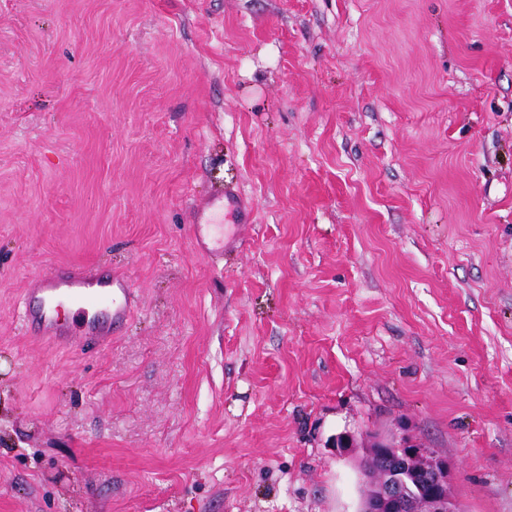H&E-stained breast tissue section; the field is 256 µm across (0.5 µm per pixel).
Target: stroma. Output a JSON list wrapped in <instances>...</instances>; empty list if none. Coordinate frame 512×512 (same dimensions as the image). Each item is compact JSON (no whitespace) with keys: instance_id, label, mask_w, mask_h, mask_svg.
<instances>
[{"instance_id":"stroma-1","label":"stroma","mask_w":512,"mask_h":512,"mask_svg":"<svg viewBox=\"0 0 512 512\" xmlns=\"http://www.w3.org/2000/svg\"><path fill=\"white\" fill-rule=\"evenodd\" d=\"M378 429L512 512V0H0V512H357ZM67 293L85 311V307L100 304L112 308V320H123L128 315L135 297V290L129 278L119 273L112 278V293L108 290L89 291L86 288H66ZM28 321L32 327L42 324L49 328L50 333L47 336H37L49 344L68 349H82L84 346L86 336L57 326L52 309L47 304L46 298L42 299V302L37 307L29 310Z\"/></svg>"}]
</instances>
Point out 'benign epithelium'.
Here are the masks:
<instances>
[{
	"instance_id": "1",
	"label": "benign epithelium",
	"mask_w": 512,
	"mask_h": 512,
	"mask_svg": "<svg viewBox=\"0 0 512 512\" xmlns=\"http://www.w3.org/2000/svg\"><path fill=\"white\" fill-rule=\"evenodd\" d=\"M360 471L358 512H464L451 491L448 460L407 436L368 435Z\"/></svg>"
}]
</instances>
